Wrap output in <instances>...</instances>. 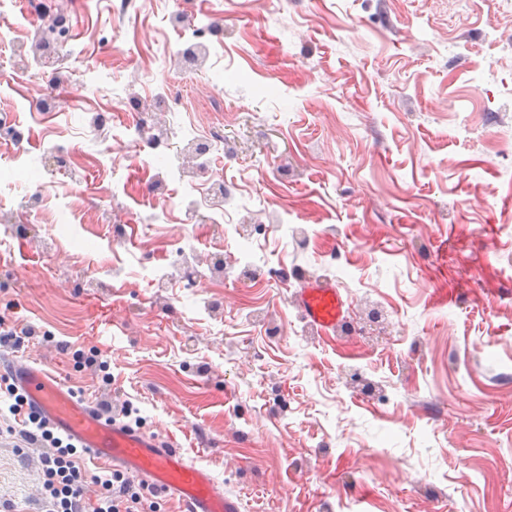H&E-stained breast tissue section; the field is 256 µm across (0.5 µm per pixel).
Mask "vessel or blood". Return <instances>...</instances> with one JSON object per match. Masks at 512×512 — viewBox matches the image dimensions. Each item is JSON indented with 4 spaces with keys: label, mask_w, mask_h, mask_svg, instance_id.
Returning <instances> with one entry per match:
<instances>
[{
    "label": "vessel or blood",
    "mask_w": 512,
    "mask_h": 512,
    "mask_svg": "<svg viewBox=\"0 0 512 512\" xmlns=\"http://www.w3.org/2000/svg\"><path fill=\"white\" fill-rule=\"evenodd\" d=\"M305 320L328 333L344 319L348 303L335 283L308 280L294 295ZM16 386L32 409L91 459L145 479L158 493L177 499L182 512H240L210 470L189 463L171 441L144 435L99 413L43 364L11 366Z\"/></svg>",
    "instance_id": "1"
}]
</instances>
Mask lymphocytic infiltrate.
Wrapping results in <instances>:
<instances>
[{"mask_svg": "<svg viewBox=\"0 0 512 512\" xmlns=\"http://www.w3.org/2000/svg\"><path fill=\"white\" fill-rule=\"evenodd\" d=\"M0 405L13 416L27 444L51 445L50 452L41 459L48 512H159L160 504L152 494L116 471L97 476V491L94 497H87L86 472L78 462L76 448L56 436L45 420L27 410L24 398L13 386L0 387Z\"/></svg>", "mask_w": 512, "mask_h": 512, "instance_id": "1", "label": "lymphocytic infiltrate"}]
</instances>
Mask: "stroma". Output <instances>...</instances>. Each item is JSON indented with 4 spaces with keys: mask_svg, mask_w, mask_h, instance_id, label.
Masks as SVG:
<instances>
[{
    "mask_svg": "<svg viewBox=\"0 0 512 512\" xmlns=\"http://www.w3.org/2000/svg\"><path fill=\"white\" fill-rule=\"evenodd\" d=\"M112 2L0 0V118L28 135L20 154L0 140V319L37 334L0 368L35 352L74 391L129 405L242 512H512V151L498 148H512V15L491 0H210L223 25L187 74L172 0ZM56 21L66 102L38 110L35 29ZM131 100L171 131L220 121L223 153L187 181L159 157L153 198L113 191L140 160L90 118ZM215 173L241 218L262 211L255 241L167 210ZM300 224L314 242L293 240ZM201 246L192 287L156 286L160 254ZM241 260L288 280L213 281ZM310 278L335 282L351 332L304 321L293 294ZM93 343L99 368L83 363ZM8 425L0 502L41 512L40 451Z\"/></svg>",
    "mask_w": 512,
    "mask_h": 512,
    "instance_id": "stroma-1",
    "label": "stroma"
}]
</instances>
